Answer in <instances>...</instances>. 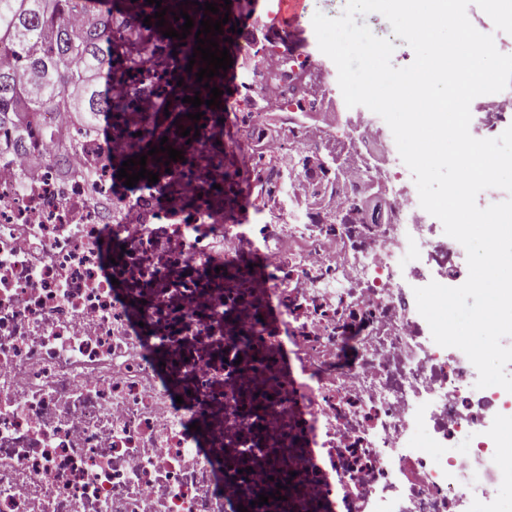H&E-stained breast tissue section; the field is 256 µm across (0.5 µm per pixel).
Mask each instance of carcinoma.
Wrapping results in <instances>:
<instances>
[{
    "mask_svg": "<svg viewBox=\"0 0 512 512\" xmlns=\"http://www.w3.org/2000/svg\"><path fill=\"white\" fill-rule=\"evenodd\" d=\"M161 7L166 9L168 24L153 32L144 27L143 19ZM78 8L83 15L75 28L69 16ZM182 10L195 20L190 34L182 41L164 36L170 28L179 29L173 14ZM207 18L221 20L223 14L199 11L193 0H162L159 6L146 0H112L104 10L98 8L97 0H0V128H11L15 140L22 141L32 135L30 116L36 112H66L82 127L95 126L98 117L105 115L112 118V133L136 141L134 154L119 153L109 159L112 178L135 154L147 156L145 169L157 173L160 182L177 181L189 171L202 172L222 163L224 186L215 189L213 183L200 180L186 196L185 206L196 211L210 205L213 197L224 200V209H236L239 191L232 167L238 163L234 150L240 146L231 135L224 156L215 153L224 106L204 104L212 97L211 88L224 86V75L196 82V73L206 64L193 56L195 35L200 21ZM104 41L112 42L108 58L100 52ZM191 56L196 64L188 73ZM104 71L112 82L126 87L125 96L101 93L96 79ZM206 82L207 88L203 87ZM195 95L203 100L196 109L183 102ZM197 111L204 118L194 122L187 117ZM194 126L197 130L190 131L189 137L181 136L183 129ZM138 131L142 135H136ZM165 136L167 145L184 156L167 166V153L148 154ZM281 169L288 178L304 176L309 160L293 158Z\"/></svg>",
    "mask_w": 512,
    "mask_h": 512,
    "instance_id": "1",
    "label": "carcinoma"
}]
</instances>
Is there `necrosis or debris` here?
Instances as JSON below:
<instances>
[{
    "label": "necrosis or debris",
    "instance_id": "obj_1",
    "mask_svg": "<svg viewBox=\"0 0 512 512\" xmlns=\"http://www.w3.org/2000/svg\"><path fill=\"white\" fill-rule=\"evenodd\" d=\"M241 50L266 66L243 72L234 108L256 113L240 141L251 223L187 213L177 188L117 200L107 159L134 142L65 113L31 117L77 140L62 155L0 132V512H489L501 468L484 432L504 391L476 388L407 292L428 267L462 279L458 244L390 188L396 145L366 107L330 104L310 55ZM480 110V138L512 126V86ZM336 146L348 166L321 183L284 190L260 163ZM376 189L382 209L359 208ZM326 207L347 222L321 223ZM111 238L125 255L107 268ZM218 263L236 278L210 279ZM275 469L288 501L269 496Z\"/></svg>",
    "mask_w": 512,
    "mask_h": 512
}]
</instances>
